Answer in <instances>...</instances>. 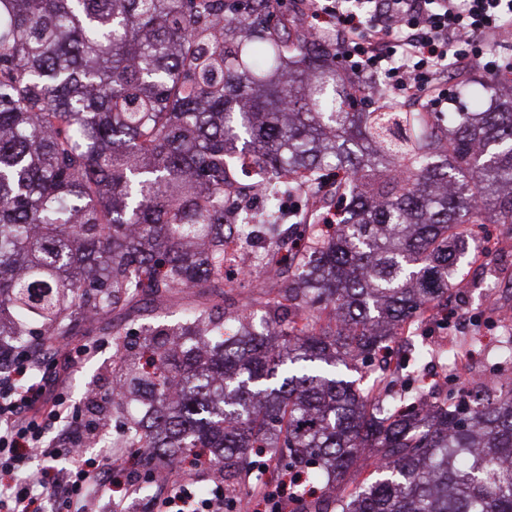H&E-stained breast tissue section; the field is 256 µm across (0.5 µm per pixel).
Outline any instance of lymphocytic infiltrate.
Segmentation results:
<instances>
[{
  "mask_svg": "<svg viewBox=\"0 0 512 512\" xmlns=\"http://www.w3.org/2000/svg\"><path fill=\"white\" fill-rule=\"evenodd\" d=\"M306 31L335 33L333 48L354 74L371 70L386 80V96H408L427 110L448 101L451 73L485 57L488 73L512 69L496 47L512 41V0H308ZM46 354L13 359L0 370V474L12 480L0 495V512H99L101 496L130 499L134 477L115 482L112 464L81 459L100 422L83 423L65 393L37 373ZM38 466H31V459ZM184 475L154 500L153 512H224V483L194 498Z\"/></svg>",
  "mask_w": 512,
  "mask_h": 512,
  "instance_id": "lymphocytic-infiltrate-1",
  "label": "lymphocytic infiltrate"
}]
</instances>
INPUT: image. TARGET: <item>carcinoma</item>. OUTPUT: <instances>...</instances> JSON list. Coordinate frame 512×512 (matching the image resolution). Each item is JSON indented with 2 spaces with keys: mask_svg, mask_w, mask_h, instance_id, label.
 Listing matches in <instances>:
<instances>
[{
  "mask_svg": "<svg viewBox=\"0 0 512 512\" xmlns=\"http://www.w3.org/2000/svg\"><path fill=\"white\" fill-rule=\"evenodd\" d=\"M274 4L0 0V353L112 336V400L92 411L139 407L115 447L210 449L231 512L240 484L284 475L290 512H512V381L391 398L380 355L448 309L473 227L512 224V94L491 74L487 110L350 112L358 84ZM232 225L255 313L224 290ZM184 298L137 346L106 321Z\"/></svg>",
  "mask_w": 512,
  "mask_h": 512,
  "instance_id": "carcinoma-1",
  "label": "carcinoma"
}]
</instances>
